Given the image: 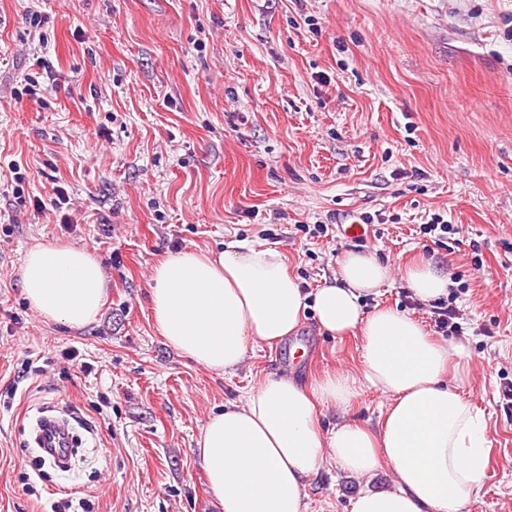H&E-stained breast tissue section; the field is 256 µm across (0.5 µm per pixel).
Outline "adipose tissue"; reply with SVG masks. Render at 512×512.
<instances>
[{
	"mask_svg": "<svg viewBox=\"0 0 512 512\" xmlns=\"http://www.w3.org/2000/svg\"><path fill=\"white\" fill-rule=\"evenodd\" d=\"M22 292L45 322L74 329L97 320L106 293L101 265L71 246H35L23 261ZM402 280L423 303L447 297L442 267L420 262ZM393 284L388 263L372 253H345L330 283L307 293L271 248L235 239L223 250H182L153 268L150 304L167 344L198 366L228 374L256 345L295 332L305 309L335 337L360 332L358 373L332 372L311 384L291 373L247 388L240 402L211 416L195 454L224 512H306V488L328 464L348 475H394L391 487L363 490L351 512H464L483 484L487 421L449 374H461L465 340L433 339L413 316L367 308ZM388 398L379 427L354 422L322 430L321 406L346 409L365 391Z\"/></svg>",
	"mask_w": 512,
	"mask_h": 512,
	"instance_id": "adipose-tissue-1",
	"label": "adipose tissue"
}]
</instances>
